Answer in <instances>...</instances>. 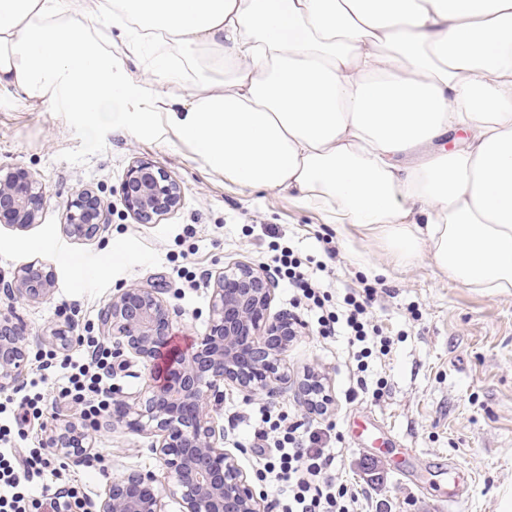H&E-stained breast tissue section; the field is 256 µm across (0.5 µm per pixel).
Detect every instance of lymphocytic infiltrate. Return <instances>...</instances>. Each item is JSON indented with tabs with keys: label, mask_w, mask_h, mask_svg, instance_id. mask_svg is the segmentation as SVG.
<instances>
[{
	"label": "lymphocytic infiltrate",
	"mask_w": 512,
	"mask_h": 512,
	"mask_svg": "<svg viewBox=\"0 0 512 512\" xmlns=\"http://www.w3.org/2000/svg\"><path fill=\"white\" fill-rule=\"evenodd\" d=\"M274 276L287 279L296 297L308 311L317 315L321 335H331L342 328L356 352L358 371H366L372 356H385L391 350L389 338L380 336L371 323V305L376 294L371 284L346 293L340 303H333L325 285L315 279L306 259L291 248L279 249L273 258ZM110 356L107 351H92L89 361L75 362L67 383L60 389L62 397L88 400L87 411L97 415L106 409L99 399V370L105 369ZM261 423L279 431L273 450L259 447L255 450L260 480L286 485L288 504L286 512H353L359 490L337 482L329 469L334 457L330 449L319 447L320 436L309 433L300 436L297 424H282L273 419L270 411H263ZM52 464L50 458L12 448L0 452V512H85V495L78 489L53 492L49 500L28 494L25 485L40 477Z\"/></svg>",
	"instance_id": "obj_1"
}]
</instances>
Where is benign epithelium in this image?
<instances>
[{
  "mask_svg": "<svg viewBox=\"0 0 512 512\" xmlns=\"http://www.w3.org/2000/svg\"><path fill=\"white\" fill-rule=\"evenodd\" d=\"M126 209L141 224L181 205L180 186L155 164L139 160L121 185ZM45 196L22 169L0 175V219L23 226L34 223ZM70 231L85 239L100 235L107 210L90 189L68 202ZM54 270L39 261L19 267L0 288L27 300L46 298L54 286ZM274 281L248 265L230 267L218 276L210 300L206 331L185 354L170 347L172 318L154 288H124L100 312L102 335L141 360L149 369L164 359L162 378L135 399H113L112 423L134 433L157 436L152 450L165 469L166 482L151 473L131 472L112 480L103 496L89 504L91 512H165L164 498L180 501L182 512H269L255 493L238 459L220 447L209 408L224 398L220 384L249 394L273 393L281 379L280 358L298 336L296 320L268 313ZM75 324L51 330L46 343L64 350L73 341ZM26 329L18 320L0 318V393L15 390L28 363ZM301 402L312 408L327 404L320 380L309 375L298 388ZM93 425L69 423L51 436L53 451L74 462L89 455Z\"/></svg>",
  "mask_w": 512,
  "mask_h": 512,
  "instance_id": "obj_1",
  "label": "benign epithelium"
}]
</instances>
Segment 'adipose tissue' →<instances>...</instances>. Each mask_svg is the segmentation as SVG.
I'll return each instance as SVG.
<instances>
[{"label": "adipose tissue", "mask_w": 512, "mask_h": 512, "mask_svg": "<svg viewBox=\"0 0 512 512\" xmlns=\"http://www.w3.org/2000/svg\"><path fill=\"white\" fill-rule=\"evenodd\" d=\"M95 14L129 25L124 56ZM154 40L187 96L127 73ZM0 86L133 134L166 121L226 180L512 293V0H0ZM89 32L93 38L108 51H111L115 57L122 56L125 47L122 43L120 34L122 33V24L115 19H106L96 17L89 24Z\"/></svg>", "instance_id": "obj_1"}]
</instances>
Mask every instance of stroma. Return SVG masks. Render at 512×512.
Returning <instances> with one entry per match:
<instances>
[{
  "label": "stroma",
  "mask_w": 512,
  "mask_h": 512,
  "mask_svg": "<svg viewBox=\"0 0 512 512\" xmlns=\"http://www.w3.org/2000/svg\"><path fill=\"white\" fill-rule=\"evenodd\" d=\"M147 160L181 186L180 207L154 224L138 223L119 189L129 166ZM29 172L45 195L34 224L0 223V278L33 260L51 266L56 282L49 297L26 301L0 291V316L20 319L27 332L30 362L18 391L0 394V423L23 416V395L38 391L43 414L28 419L15 447L44 448L55 426L78 419L82 403L59 396V362L83 357L87 342L101 339L99 314L119 289L156 287L172 312L175 336L203 335L219 274L239 263L257 269L271 263L272 243L292 244L322 263L320 279L345 293L369 281L377 289L374 324L390 337L388 355L356 370L347 337L319 336L310 312L296 306L287 282L276 281L271 313L302 321L299 336L281 361L285 375L272 394L247 395L224 385V400L212 417L224 430V448L234 454L250 484L265 495L270 512H282L288 496L258 481L252 450L260 410L271 407L303 430H325L333 449V473L365 488L357 512H502L512 497V294L489 295L448 279L430 260L397 263L371 233L336 229L322 210L300 204L285 191L250 190L213 173L166 128L129 134L111 123L91 125L87 114L64 105L28 100L0 87V170ZM95 192L110 211L101 236L84 240L67 231V203L80 190ZM122 240L123 256L107 263L104 248ZM77 324V342L49 353L38 339L65 320ZM318 376L332 398L327 411L304 406L297 397L305 375ZM120 395L145 390L149 372L139 360L113 357L102 370ZM364 385H357V377ZM385 381L373 397L377 381ZM374 423L389 439L383 450L360 449L351 440L353 420ZM91 455L58 472H45L31 485L33 496L51 487H71L98 500L113 478L141 471L163 477L153 453V435L134 434L111 417L97 418ZM415 460L402 461L400 449ZM456 464L469 475L463 498L439 501L429 468Z\"/></svg>",
  "instance_id": "stroma-1"
}]
</instances>
